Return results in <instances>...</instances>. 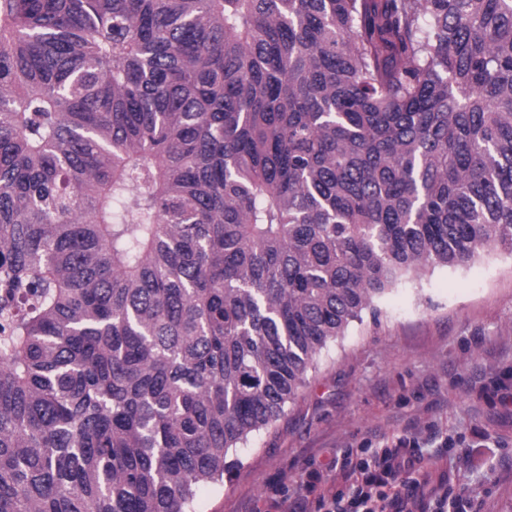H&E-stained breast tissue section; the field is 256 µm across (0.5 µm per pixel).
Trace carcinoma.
<instances>
[{
    "mask_svg": "<svg viewBox=\"0 0 512 512\" xmlns=\"http://www.w3.org/2000/svg\"><path fill=\"white\" fill-rule=\"evenodd\" d=\"M512 255V0H0V512H198L377 299Z\"/></svg>",
    "mask_w": 512,
    "mask_h": 512,
    "instance_id": "carcinoma-1",
    "label": "carcinoma"
}]
</instances>
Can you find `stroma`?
<instances>
[{
	"label": "stroma",
	"instance_id": "1",
	"mask_svg": "<svg viewBox=\"0 0 512 512\" xmlns=\"http://www.w3.org/2000/svg\"><path fill=\"white\" fill-rule=\"evenodd\" d=\"M323 351L275 430L239 448L201 512H269L336 463L365 466L407 441L444 477L431 512H512V255L438 267L379 298Z\"/></svg>",
	"mask_w": 512,
	"mask_h": 512
}]
</instances>
